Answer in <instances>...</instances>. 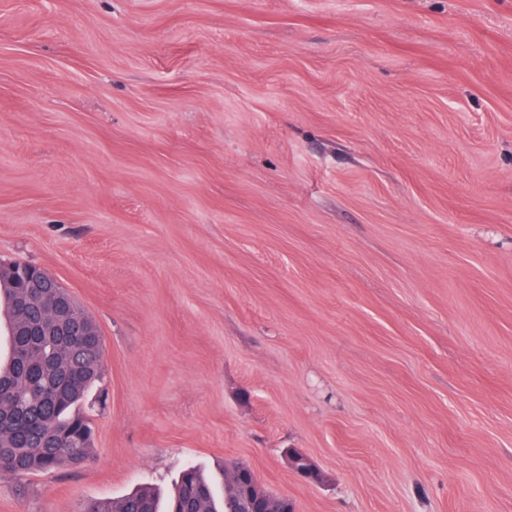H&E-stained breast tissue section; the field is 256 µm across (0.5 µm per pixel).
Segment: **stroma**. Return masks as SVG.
Segmentation results:
<instances>
[{"instance_id": "obj_1", "label": "stroma", "mask_w": 512, "mask_h": 512, "mask_svg": "<svg viewBox=\"0 0 512 512\" xmlns=\"http://www.w3.org/2000/svg\"><path fill=\"white\" fill-rule=\"evenodd\" d=\"M0 260L105 344L92 460L0 512L234 461L512 512V0H0Z\"/></svg>"}]
</instances>
